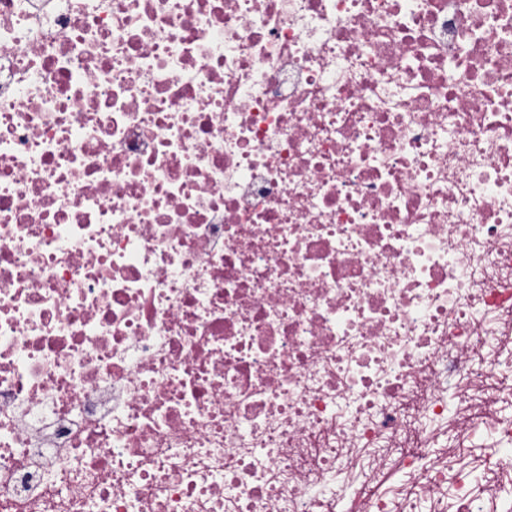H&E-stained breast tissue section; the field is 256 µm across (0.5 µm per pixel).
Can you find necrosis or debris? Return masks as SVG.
Wrapping results in <instances>:
<instances>
[{
	"mask_svg": "<svg viewBox=\"0 0 512 512\" xmlns=\"http://www.w3.org/2000/svg\"><path fill=\"white\" fill-rule=\"evenodd\" d=\"M511 372L512 0H0V512H512Z\"/></svg>",
	"mask_w": 512,
	"mask_h": 512,
	"instance_id": "obj_1",
	"label": "necrosis or debris"
}]
</instances>
